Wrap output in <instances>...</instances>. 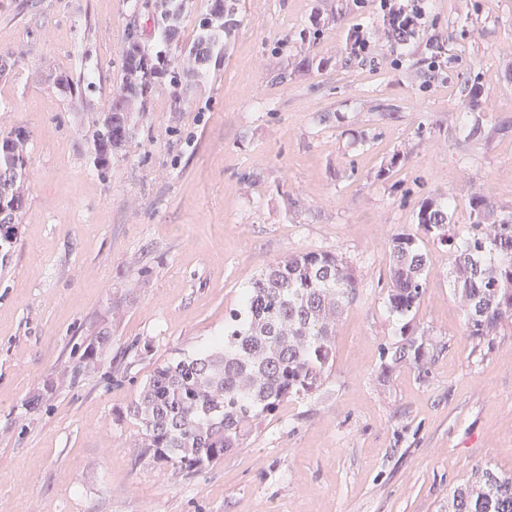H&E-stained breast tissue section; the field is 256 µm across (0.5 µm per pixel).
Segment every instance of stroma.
Segmentation results:
<instances>
[{
  "label": "stroma",
  "instance_id": "obj_1",
  "mask_svg": "<svg viewBox=\"0 0 512 512\" xmlns=\"http://www.w3.org/2000/svg\"><path fill=\"white\" fill-rule=\"evenodd\" d=\"M240 15L224 62L156 88L102 172L93 123L128 25L153 38L152 0H0L16 61L0 130L30 134L0 267V512H446L473 468L512 470V324L481 346L466 335L432 239L411 325L434 359L380 375L392 238L428 199L451 202L460 231L473 194L512 206V0H430L404 44L379 0H240ZM314 21L319 39L300 40ZM308 55L328 67L299 70ZM62 73L92 91L61 95ZM303 251L342 255L358 282L326 384L194 475L141 458L130 407L154 369L223 335L254 279ZM102 336L98 371L71 384Z\"/></svg>",
  "mask_w": 512,
  "mask_h": 512
}]
</instances>
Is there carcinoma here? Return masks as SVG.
Returning <instances> with one entry per match:
<instances>
[{
    "label": "carcinoma",
    "instance_id": "carcinoma-1",
    "mask_svg": "<svg viewBox=\"0 0 512 512\" xmlns=\"http://www.w3.org/2000/svg\"><path fill=\"white\" fill-rule=\"evenodd\" d=\"M191 0H154V44L128 34L121 54L122 81L107 110L98 114L94 164L105 171L116 152L133 138L136 115L146 111L154 88H177L187 71L205 73L224 58L240 25L239 0H208L196 34L181 44L180 25ZM64 94L80 98L92 85L61 76ZM28 131L0 134V259L18 240L26 206L24 182ZM474 221L466 234L450 223V207L423 202L416 215L423 234L448 246L454 295L467 335L490 342L512 321V207L489 194L471 198ZM388 311L405 320L419 307L428 277V257L420 239L401 233L391 240ZM357 296V279L339 254L308 251L271 264L243 296L242 310L230 313L224 335L199 353L157 366L139 393L133 416L142 432L141 454L193 474L240 447L262 417L288 398L315 394L328 379L335 355L336 323ZM108 342L88 344L70 368V380L95 370ZM430 339L410 323L399 340L382 348L380 376L391 379L404 365L418 372L431 361ZM448 512H512V471L477 468L453 488Z\"/></svg>",
    "mask_w": 512,
    "mask_h": 512
}]
</instances>
